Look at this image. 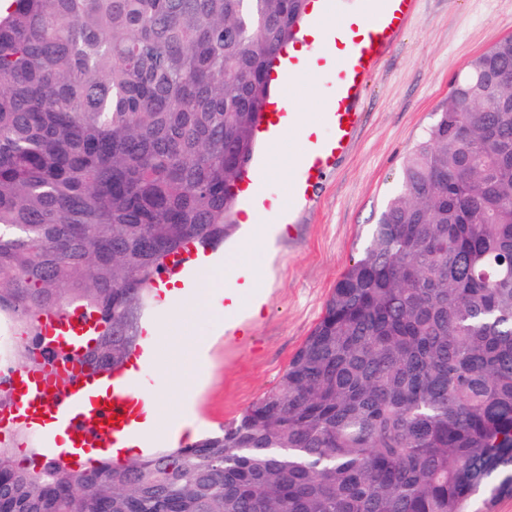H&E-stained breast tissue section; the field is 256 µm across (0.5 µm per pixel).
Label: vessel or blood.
I'll list each match as a JSON object with an SVG mask.
<instances>
[{"label":"vessel or blood","instance_id":"vessel-or-blood-1","mask_svg":"<svg viewBox=\"0 0 512 512\" xmlns=\"http://www.w3.org/2000/svg\"><path fill=\"white\" fill-rule=\"evenodd\" d=\"M418 0H362L359 8L337 12L336 0H309L308 23L296 42L281 49L269 74L276 93L266 102L255 135L275 147L298 135L303 148L288 182V198L309 197L357 137L363 114L358 105L378 59L396 42ZM328 77L330 94L315 119L298 122L294 91L313 76ZM246 207H271L274 197L260 179L240 188ZM208 250L187 244L170 257L160 281H191ZM41 338L33 365L11 370L0 381L11 402L0 408V435L22 430L52 446L53 457L76 473L101 461L120 463L124 451L146 433L153 407L145 387L156 349H137L118 370H92L83 354L106 330L99 315L74 308L37 317Z\"/></svg>","mask_w":512,"mask_h":512}]
</instances>
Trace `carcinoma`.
Here are the masks:
<instances>
[{
	"label": "carcinoma",
	"mask_w": 512,
	"mask_h": 512,
	"mask_svg": "<svg viewBox=\"0 0 512 512\" xmlns=\"http://www.w3.org/2000/svg\"><path fill=\"white\" fill-rule=\"evenodd\" d=\"M0 315L84 306L120 368L165 259L224 240L307 0H6ZM512 38L459 77L277 385L217 434L79 473L0 442V512H467L512 497Z\"/></svg>",
	"instance_id": "cac0c4a2"
}]
</instances>
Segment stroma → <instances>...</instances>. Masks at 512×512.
Segmentation results:
<instances>
[{"label":"stroma","mask_w":512,"mask_h":512,"mask_svg":"<svg viewBox=\"0 0 512 512\" xmlns=\"http://www.w3.org/2000/svg\"><path fill=\"white\" fill-rule=\"evenodd\" d=\"M512 36V0H419L403 38L380 63L362 104V130L337 172L319 189L317 207L297 211L291 231L274 229L278 217L258 211L269 225L260 246H243L244 222L220 244L237 253L226 279L264 280L260 312L242 306L225 319L224 291L200 281L193 297L207 308L190 320L149 306L140 323H157L177 338L164 346L148 378L162 410L159 450L178 447L168 433L182 413L175 378L194 370L199 385L189 440L217 433L273 388L318 323L336 282L357 257L388 197L400 187L403 162L434 119L469 62Z\"/></svg>","instance_id":"35a3bbf8"}]
</instances>
